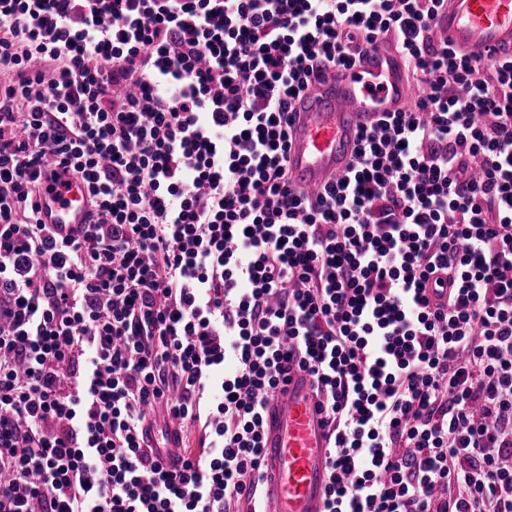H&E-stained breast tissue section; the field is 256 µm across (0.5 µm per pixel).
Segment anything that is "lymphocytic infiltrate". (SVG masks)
Returning <instances> with one entry per match:
<instances>
[{
	"label": "lymphocytic infiltrate",
	"mask_w": 512,
	"mask_h": 512,
	"mask_svg": "<svg viewBox=\"0 0 512 512\" xmlns=\"http://www.w3.org/2000/svg\"><path fill=\"white\" fill-rule=\"evenodd\" d=\"M446 8L0 0V512L260 505L293 369L325 512H512V57L454 49ZM382 44L410 101L304 193L297 100ZM51 162L91 223H41Z\"/></svg>",
	"instance_id": "1"
}]
</instances>
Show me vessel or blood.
Returning a JSON list of instances; mask_svg holds the SVG:
<instances>
[{
  "label": "vessel or blood",
  "instance_id": "b4317fda",
  "mask_svg": "<svg viewBox=\"0 0 512 512\" xmlns=\"http://www.w3.org/2000/svg\"><path fill=\"white\" fill-rule=\"evenodd\" d=\"M441 28L466 52L497 58L512 53V0H448ZM409 87L399 58L385 48L358 65L329 72L300 99L290 128L288 154L297 187L315 192L346 168L360 129L383 112L403 109ZM38 204L46 224H84L88 189L66 168L53 165L42 179ZM311 379L294 369L284 395L267 406L263 494L267 512H322L325 499L326 428Z\"/></svg>",
  "mask_w": 512,
  "mask_h": 512
}]
</instances>
